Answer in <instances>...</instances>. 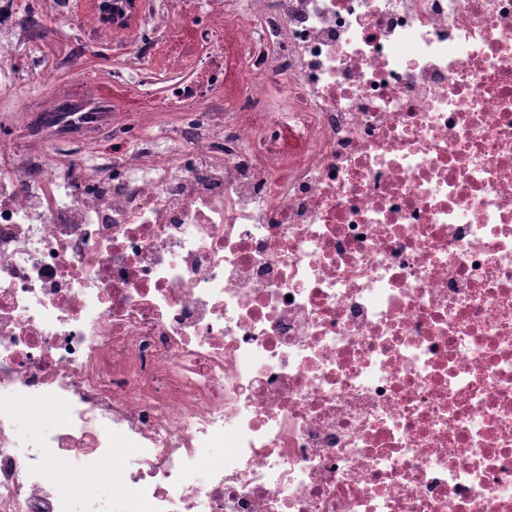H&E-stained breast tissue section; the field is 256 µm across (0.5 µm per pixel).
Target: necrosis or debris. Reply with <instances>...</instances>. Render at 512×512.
<instances>
[{"label":"necrosis or debris","instance_id":"obj_1","mask_svg":"<svg viewBox=\"0 0 512 512\" xmlns=\"http://www.w3.org/2000/svg\"><path fill=\"white\" fill-rule=\"evenodd\" d=\"M202 10L139 138L0 140V512H512V0Z\"/></svg>","mask_w":512,"mask_h":512}]
</instances>
